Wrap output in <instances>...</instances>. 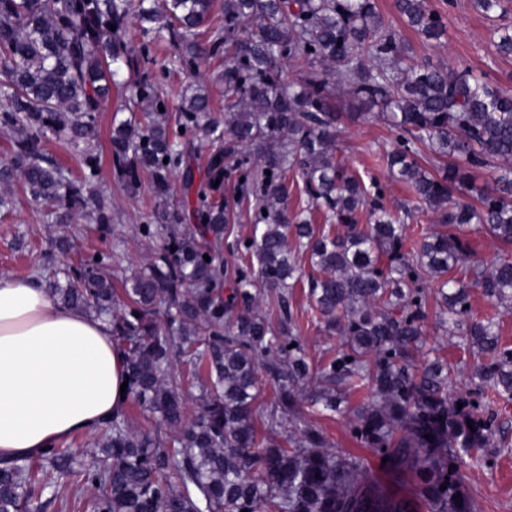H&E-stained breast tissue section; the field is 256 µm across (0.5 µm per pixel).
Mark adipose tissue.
<instances>
[{"mask_svg": "<svg viewBox=\"0 0 512 512\" xmlns=\"http://www.w3.org/2000/svg\"><path fill=\"white\" fill-rule=\"evenodd\" d=\"M111 325L57 305L38 281L0 275V460L93 432L126 379Z\"/></svg>", "mask_w": 512, "mask_h": 512, "instance_id": "ef3b65f1", "label": "adipose tissue"}]
</instances>
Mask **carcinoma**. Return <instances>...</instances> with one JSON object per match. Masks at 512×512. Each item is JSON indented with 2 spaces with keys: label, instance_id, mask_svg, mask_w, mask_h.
<instances>
[{
  "label": "carcinoma",
  "instance_id": "cac0c4a2",
  "mask_svg": "<svg viewBox=\"0 0 512 512\" xmlns=\"http://www.w3.org/2000/svg\"><path fill=\"white\" fill-rule=\"evenodd\" d=\"M213 5L0 0V129L13 134L0 183L20 182L29 202L52 208L58 221L89 209L108 229L110 209L92 181L97 117L115 89L130 117L112 128V167L131 192L150 180L158 210L142 234L160 240L122 304L98 261L48 281L55 302L108 319L126 398L160 430L134 428L121 408L98 429L89 466L80 461L85 449L60 446L0 465V512H45L58 501L76 512H479L455 446L482 447L493 420L470 396L448 397L443 365L418 367L413 354L427 318L423 284L437 278L439 324L466 325L480 386L512 398V347L501 343L494 320L470 317L468 292L511 303L512 257L476 265L456 234L471 224L512 244V92L468 68L407 63L401 36L375 0H223L217 13ZM396 9L428 38L447 33L424 0H396ZM134 18L140 42L132 50L125 34ZM495 35L496 51L512 55V26L501 24ZM163 40L176 51L160 63L153 51ZM220 56L224 121L199 91L170 113L162 78L196 77ZM288 67L299 82L288 80ZM340 95L350 100L349 119L374 110L398 134L383 160L413 206L391 211L379 184L367 187L338 160ZM188 134L212 147L213 191L232 184L224 202L197 210L191 229L185 208L169 202L175 173L185 174V187L193 183L180 141ZM50 135L81 154L83 179L46 155ZM418 143L442 159L436 172L418 162ZM487 171L489 181L476 186ZM291 175L307 198L298 211L288 207ZM466 190L476 191V203L457 201ZM249 203L257 222L237 242L249 261L230 267L219 248ZM423 204L446 230L412 241L407 221ZM363 209L373 223H358ZM316 210L342 230L316 229ZM301 255L311 269L309 306L343 342L322 366L308 408L335 413L353 390L368 388L353 434L392 469L410 471L417 509L328 448L298 403L310 375L288 289L302 278ZM454 270L461 277L448 276ZM263 297L277 322L261 312ZM178 370L200 391L194 418ZM264 373L277 391L266 407L256 405ZM259 421L283 431L282 443L259 438Z\"/></svg>",
  "mask_w": 512,
  "mask_h": 512
}]
</instances>
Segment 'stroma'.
Instances as JSON below:
<instances>
[{"mask_svg":"<svg viewBox=\"0 0 512 512\" xmlns=\"http://www.w3.org/2000/svg\"><path fill=\"white\" fill-rule=\"evenodd\" d=\"M377 5L380 12L400 30L413 62H450L469 67L485 73L489 81L512 89V58L505 59L496 54L491 43L492 23L474 8L472 0H425V8L443 15L447 24V34L438 43L406 29L395 9L394 0H377ZM115 109V101H108L99 115L100 168L94 180L95 188L107 198L111 209L109 230H101L80 214L72 216L68 223L59 224L46 212L26 201H19L11 213L0 212V275L38 278L44 273L45 262H52L58 267L75 266L100 256L104 259V272L111 276L114 287L118 288L123 280L150 263L159 241L143 236L140 227L153 223L155 202L149 186H142L133 194L113 174L110 136ZM340 128V161L364 181L378 180L391 210L408 206V189L389 176L380 159L382 149L391 146L394 139L384 122L371 114L357 121L341 119ZM209 154L207 144L196 140L187 143L185 157L194 172V183L187 189L181 178H174L173 192L177 201L190 202L195 209L202 202L217 201V194L210 191L207 183ZM59 235L67 236L70 247L64 253H51L50 241ZM437 284V279H429L424 291L429 319L423 343L425 349L431 350L452 371L454 380L448 394L454 397L474 391L476 362L468 337L458 331H446L438 325ZM289 301L307 360L312 370H320L335 356L340 339L328 335L320 327L309 307L303 286L291 289ZM369 399L368 391L352 393L345 402L346 413L323 412L312 415L311 420L322 428L330 449L342 455H354L376 472L382 466L380 458L362 447L350 429L352 410ZM479 401L493 414L495 429L485 447L463 450V457L469 461L464 469L465 486L469 495L477 500L480 512H512V399L488 391L480 394Z\"/></svg>","mask_w":512,"mask_h":512,"instance_id":"stroma-1","label":"stroma"}]
</instances>
